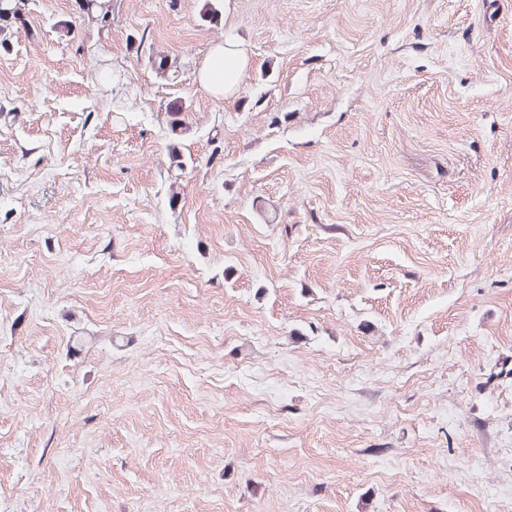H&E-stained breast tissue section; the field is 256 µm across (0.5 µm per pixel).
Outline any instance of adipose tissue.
Returning a JSON list of instances; mask_svg holds the SVG:
<instances>
[{
	"label": "adipose tissue",
	"mask_w": 512,
	"mask_h": 512,
	"mask_svg": "<svg viewBox=\"0 0 512 512\" xmlns=\"http://www.w3.org/2000/svg\"><path fill=\"white\" fill-rule=\"evenodd\" d=\"M248 65L246 47L238 40L225 39L211 48L198 71V82L214 96H234Z\"/></svg>",
	"instance_id": "adipose-tissue-1"
}]
</instances>
